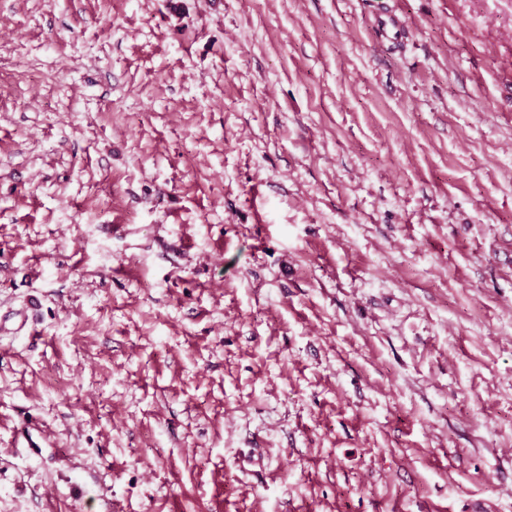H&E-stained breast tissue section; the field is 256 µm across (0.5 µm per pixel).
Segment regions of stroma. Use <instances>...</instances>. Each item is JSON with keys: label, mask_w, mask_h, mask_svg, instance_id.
Wrapping results in <instances>:
<instances>
[{"label": "stroma", "mask_w": 512, "mask_h": 512, "mask_svg": "<svg viewBox=\"0 0 512 512\" xmlns=\"http://www.w3.org/2000/svg\"><path fill=\"white\" fill-rule=\"evenodd\" d=\"M20 310L0 512H512V0H0Z\"/></svg>", "instance_id": "35a3bbf8"}]
</instances>
